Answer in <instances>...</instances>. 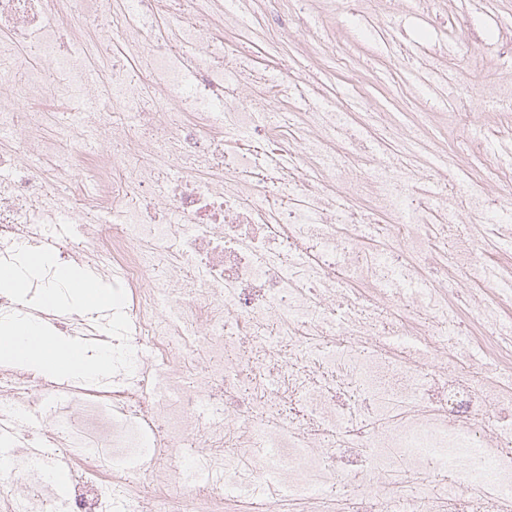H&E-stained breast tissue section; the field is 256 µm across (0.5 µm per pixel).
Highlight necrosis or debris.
<instances>
[{"mask_svg": "<svg viewBox=\"0 0 512 512\" xmlns=\"http://www.w3.org/2000/svg\"><path fill=\"white\" fill-rule=\"evenodd\" d=\"M0 0V258L22 244L51 248L122 284L135 350L132 373L111 385L62 384L21 366L0 369V402L46 414L42 444L80 455L67 512H113L115 483L137 481L130 460L192 448L154 472L156 497L183 470H215L225 487L260 480L258 448L279 451L278 483L329 512L319 488L347 491L346 512H443L466 501L497 512L512 489V430L483 447L487 423L512 415L497 378L472 386L449 364L448 261L429 254L419 224H398L389 166L365 174L369 208L339 213L355 192L346 158L357 130L337 109L259 123L278 98L251 59L223 38L237 15L222 0ZM247 73L246 108L230 106L228 73ZM55 121L57 138L45 127ZM320 160L305 183L300 163ZM84 223L73 244L49 236L55 184ZM310 199L315 220L293 206ZM117 212L120 224L96 214ZM374 222L391 250L367 252ZM429 297L393 292L421 281ZM27 493L10 512H58L45 475L21 455L0 459V481Z\"/></svg>", "mask_w": 512, "mask_h": 512, "instance_id": "1", "label": "necrosis or debris"}]
</instances>
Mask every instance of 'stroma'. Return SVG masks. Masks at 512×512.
I'll list each match as a JSON object with an SVG mask.
<instances>
[{"label": "stroma", "instance_id": "obj_1", "mask_svg": "<svg viewBox=\"0 0 512 512\" xmlns=\"http://www.w3.org/2000/svg\"><path fill=\"white\" fill-rule=\"evenodd\" d=\"M292 18L288 43L264 39L267 27ZM237 34L260 70L288 73L369 127L377 152L399 156L417 192L429 178L487 194L512 210V128L485 103L488 84L512 85V0H241ZM429 238L457 258L463 289L449 336L472 333L470 292L491 289L501 329L512 328V286L501 273L512 264V241L475 216L445 224L435 208Z\"/></svg>", "mask_w": 512, "mask_h": 512}]
</instances>
